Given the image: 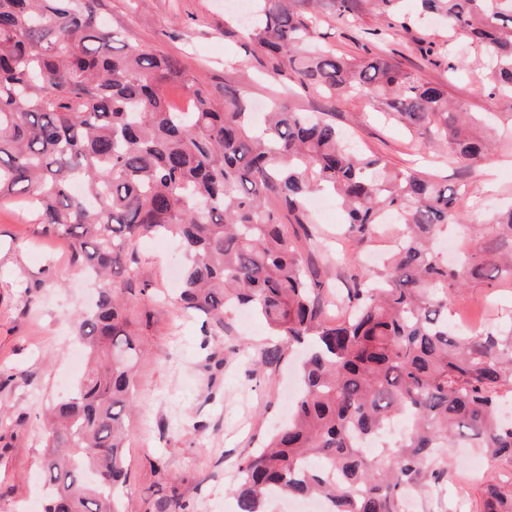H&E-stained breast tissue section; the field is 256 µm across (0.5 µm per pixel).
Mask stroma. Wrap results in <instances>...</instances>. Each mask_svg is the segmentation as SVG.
Listing matches in <instances>:
<instances>
[{"instance_id": "obj_1", "label": "stroma", "mask_w": 512, "mask_h": 512, "mask_svg": "<svg viewBox=\"0 0 512 512\" xmlns=\"http://www.w3.org/2000/svg\"><path fill=\"white\" fill-rule=\"evenodd\" d=\"M230 0H101V13L125 44L176 59L201 76L216 99L234 91L253 106L283 100L300 112L328 113L354 145L377 153L394 169L413 166L436 182L464 185L457 204L467 218L469 243L486 232L499 201L512 198V114L482 91L481 52L463 32L420 16L417 0H405L407 30L376 40L368 29L387 21L369 0H351V24L338 23L328 2L321 5L318 42L350 58L378 56L420 80L440 86L449 100L469 112L495 115V148L486 162L465 167L451 146L423 126L407 128L372 113L353 98L329 99L302 86L291 71L273 74L265 57L244 45ZM435 42L444 57L459 53L464 71L433 65L419 51ZM318 235L307 247L321 279L345 292L355 265H373L389 238L362 243L350 234L340 210L314 216ZM68 239L44 233L15 200L0 202V512H31L44 503L42 461L44 414L68 394L71 319L96 298L99 285L77 275L69 262ZM181 247L152 238L138 246L137 287L126 295L130 330L144 356L135 372L134 406L126 417L127 478L116 489L123 512H158L179 492L189 512H237L232 493L241 457L249 454L291 409L294 366L267 368L257 353L276 344L263 322L233 315L228 328L203 336L194 318L178 317L164 296L180 287ZM468 311L476 330L512 326V284L468 280L448 292V320ZM459 463L447 487L417 496L413 512H480L483 483L512 475L507 464L472 468L478 451L454 444Z\"/></svg>"}]
</instances>
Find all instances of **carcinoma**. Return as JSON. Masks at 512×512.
Here are the masks:
<instances>
[{"label": "carcinoma", "mask_w": 512, "mask_h": 512, "mask_svg": "<svg viewBox=\"0 0 512 512\" xmlns=\"http://www.w3.org/2000/svg\"><path fill=\"white\" fill-rule=\"evenodd\" d=\"M252 2L248 39L276 61L273 72L425 125L467 166L490 154L440 88L386 60L305 50L318 14ZM401 2L375 0L388 28L406 31ZM419 2L482 47L489 95L512 104V0ZM115 42L99 0H0V200L23 198L47 232L70 239L72 267L101 282L95 307L74 316L93 364L50 417L44 512H122L113 488L142 354L124 314L123 258L158 236L178 238L185 254L176 310L217 326L252 310L283 339L261 352L265 366L310 343L288 425L238 464V512H266L276 495L322 499L328 512H399L407 491L448 484L455 440L512 463V423L497 411L501 390H512V327L498 335L448 322V289L463 285V271L512 278V204L452 266L434 243L461 223L459 190L394 171L327 118L279 100L256 132L240 95L220 102L172 58ZM173 83L195 111L170 110ZM317 194L336 197L362 241L404 225L382 267L353 276L337 315L279 222L281 206L312 240L307 201ZM403 416L409 429L392 447L363 446ZM482 512H512V486L487 482Z\"/></svg>", "instance_id": "cac0c4a2"}]
</instances>
